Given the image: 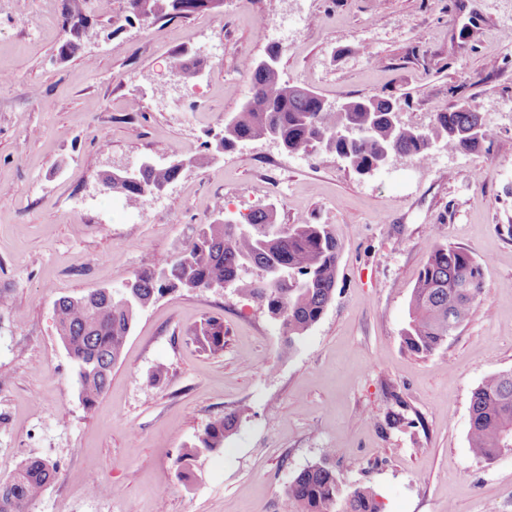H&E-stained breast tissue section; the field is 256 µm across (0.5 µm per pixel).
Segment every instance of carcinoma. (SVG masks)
<instances>
[{
  "label": "carcinoma",
  "instance_id": "1",
  "mask_svg": "<svg viewBox=\"0 0 512 512\" xmlns=\"http://www.w3.org/2000/svg\"><path fill=\"white\" fill-rule=\"evenodd\" d=\"M142 21L187 19L197 13L193 0H142ZM251 87L241 110L224 120V152L241 142L277 137L288 154L322 150L344 160L363 176L377 170L379 160L408 157L419 163L434 151L477 153L496 135L488 116L474 100L460 101L451 112L432 113L425 126L395 124L392 98L375 94L350 98V111L320 106L316 92L284 81L280 69L255 62ZM193 168L215 160L208 144L190 156H176ZM181 174L176 164H149L140 179L122 189L112 187L132 208L148 202L145 191L173 183ZM341 244L325 224H279L275 212L257 209L241 221L204 224L177 256L163 258L135 272L111 296L87 293L61 297L55 303L56 330L74 369L79 398L90 409L107 390L112 368L123 352L139 313L164 295L180 290L226 287L264 309L279 324L283 345L312 328L332 301ZM483 294L480 264L467 250L439 244L432 248L412 289L406 348L428 356L468 319ZM224 324L208 319L195 329L202 348H224ZM238 415L227 413L203 428L192 446L177 459V477L192 473L200 455L218 452L235 428ZM512 440V371L487 376L470 405L469 448L480 460L493 461ZM55 463L31 457L0 479V512H30L56 479ZM293 512H382L377 494L368 487L345 489L336 468L327 461L311 465L288 485Z\"/></svg>",
  "mask_w": 512,
  "mask_h": 512
}]
</instances>
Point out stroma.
<instances>
[{
  "label": "stroma",
  "instance_id": "1",
  "mask_svg": "<svg viewBox=\"0 0 512 512\" xmlns=\"http://www.w3.org/2000/svg\"><path fill=\"white\" fill-rule=\"evenodd\" d=\"M87 15L76 49L65 19ZM125 0H0V478L29 457L58 478L31 512H291L288 485L326 459L383 512H512V451L468 444L470 400L512 370V0H224L219 13L129 23ZM305 17L282 43L283 80L329 101L384 94L403 122L474 99L496 136L359 176L319 151L248 142L165 194L127 208L100 179L142 158L200 150L240 111L267 28ZM200 49L179 82L172 60ZM165 96H157L159 87ZM275 210L326 224L342 244L336 291L285 347L277 322L232 290L177 292L140 313L108 390L79 399L58 340L63 296L121 288L202 224ZM469 250L485 294L433 354L402 332L434 245ZM223 322L222 351L194 329ZM168 373L154 380L156 365ZM239 420L224 449L175 460L213 418Z\"/></svg>",
  "mask_w": 512,
  "mask_h": 512
}]
</instances>
